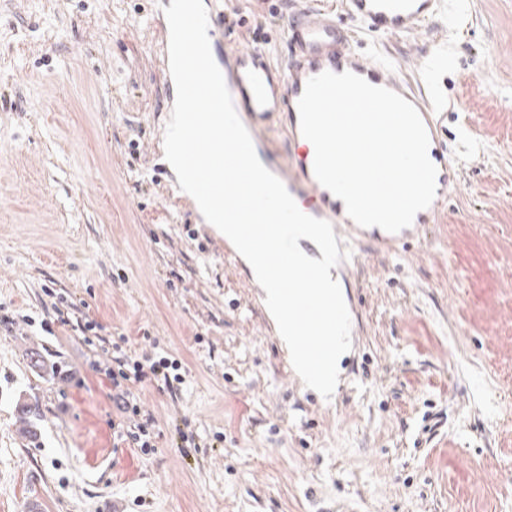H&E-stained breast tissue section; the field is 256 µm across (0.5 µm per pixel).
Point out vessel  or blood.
<instances>
[{
	"instance_id": "obj_1",
	"label": "vessel or blood",
	"mask_w": 512,
	"mask_h": 512,
	"mask_svg": "<svg viewBox=\"0 0 512 512\" xmlns=\"http://www.w3.org/2000/svg\"><path fill=\"white\" fill-rule=\"evenodd\" d=\"M440 0H345L348 13L367 27L385 34H404L418 30L433 18ZM239 117L248 121L249 132L268 126L279 115L288 118V133L300 141L297 104L307 80L325 71L353 72L370 84L399 93L418 110L429 136L428 155L438 174L436 196L429 207L417 213L412 225L397 233L377 227H361L346 213L341 199L322 186L315 177L313 162L299 158L280 179L293 196L302 200L307 215L328 221L333 228H350L359 236L393 248L418 237L436 223L448 188L456 182L458 170L448 159L439 137L435 104L393 74L391 63L364 60L349 47L346 30L326 21L320 9L307 8L294 15L288 31L286 70L268 60L262 47L239 52L229 58H217Z\"/></svg>"
}]
</instances>
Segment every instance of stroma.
I'll list each match as a JSON object with an SVG mask.
<instances>
[{"label": "stroma", "instance_id": "stroma-1", "mask_svg": "<svg viewBox=\"0 0 512 512\" xmlns=\"http://www.w3.org/2000/svg\"><path fill=\"white\" fill-rule=\"evenodd\" d=\"M308 0H227L223 52L285 65ZM156 0H0V512H512V0H445L383 35L343 8L367 60L448 99L460 157L436 224L390 252L348 238L352 347L331 399L296 376L264 293L158 166L169 93ZM54 283L106 339L182 362L144 386L149 453L112 431L111 387L83 337L38 322ZM35 318V326L20 321ZM74 381L54 378L52 365ZM38 404L39 437L16 405ZM184 423L194 446L174 431Z\"/></svg>", "mask_w": 512, "mask_h": 512}]
</instances>
